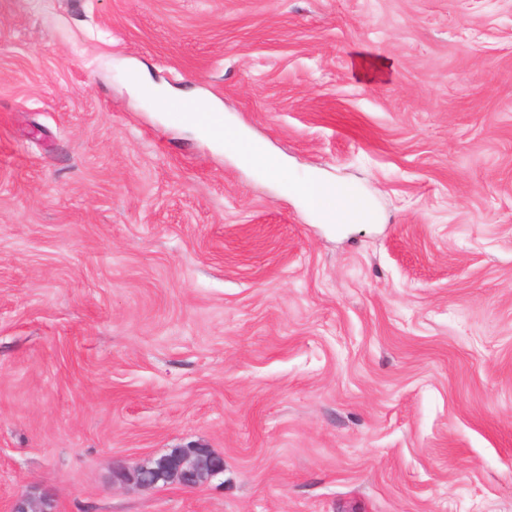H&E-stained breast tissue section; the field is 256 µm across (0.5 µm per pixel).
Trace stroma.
<instances>
[{
    "instance_id": "stroma-1",
    "label": "stroma",
    "mask_w": 512,
    "mask_h": 512,
    "mask_svg": "<svg viewBox=\"0 0 512 512\" xmlns=\"http://www.w3.org/2000/svg\"><path fill=\"white\" fill-rule=\"evenodd\" d=\"M312 171L375 221L322 223ZM187 447L223 474L112 486ZM32 485L512 512V0H0V512ZM159 105L167 112H175L180 107L173 101L159 100ZM194 112L177 113L181 119H187L195 123L207 136L221 141L228 138L229 133H224V123L216 120L217 112L211 103L206 100H196L191 103Z\"/></svg>"
}]
</instances>
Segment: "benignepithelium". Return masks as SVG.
<instances>
[{"instance_id": "obj_1", "label": "benign epithelium", "mask_w": 512, "mask_h": 512, "mask_svg": "<svg viewBox=\"0 0 512 512\" xmlns=\"http://www.w3.org/2000/svg\"><path fill=\"white\" fill-rule=\"evenodd\" d=\"M224 472V457L210 448H176L171 453L150 459L135 467L117 466L112 470V485L157 488L171 484L196 489L209 485ZM54 494L31 486L15 496L7 512H57Z\"/></svg>"}]
</instances>
